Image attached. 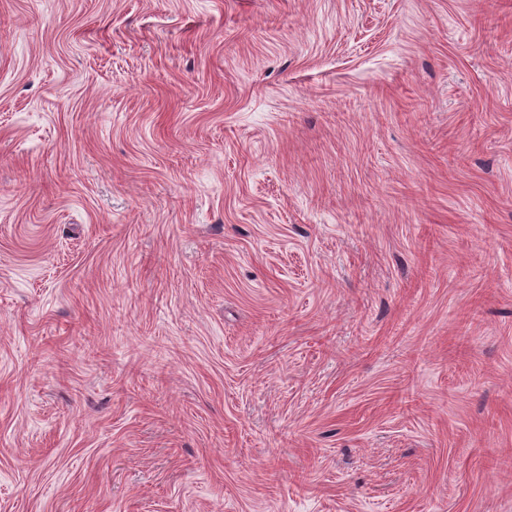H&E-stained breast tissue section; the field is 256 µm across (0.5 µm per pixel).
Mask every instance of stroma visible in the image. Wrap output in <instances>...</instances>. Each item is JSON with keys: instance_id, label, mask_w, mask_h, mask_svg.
<instances>
[{"instance_id": "1", "label": "stroma", "mask_w": 512, "mask_h": 512, "mask_svg": "<svg viewBox=\"0 0 512 512\" xmlns=\"http://www.w3.org/2000/svg\"><path fill=\"white\" fill-rule=\"evenodd\" d=\"M0 512H512V0H0Z\"/></svg>"}]
</instances>
